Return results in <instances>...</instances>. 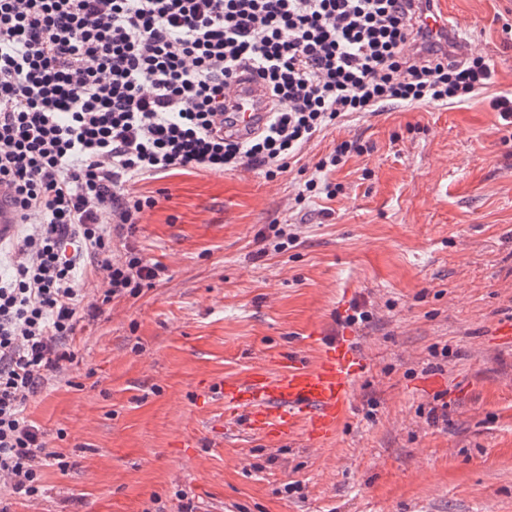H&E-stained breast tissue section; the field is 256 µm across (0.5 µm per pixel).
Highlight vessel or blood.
Returning <instances> with one entry per match:
<instances>
[{"mask_svg":"<svg viewBox=\"0 0 512 512\" xmlns=\"http://www.w3.org/2000/svg\"><path fill=\"white\" fill-rule=\"evenodd\" d=\"M230 102L233 116L227 128L235 136L246 138L263 126L267 108L260 78H240ZM18 222L10 190L2 184L0 242L15 234ZM363 365L357 349L333 337L322 339L313 362L293 349L278 353L245 376L219 385L224 426L245 430L274 445L299 438L311 446L325 445L350 410L353 386Z\"/></svg>","mask_w":512,"mask_h":512,"instance_id":"b4317fda","label":"vessel or blood"}]
</instances>
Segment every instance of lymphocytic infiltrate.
<instances>
[{
	"label": "lymphocytic infiltrate",
	"instance_id": "f902f5d3",
	"mask_svg": "<svg viewBox=\"0 0 512 512\" xmlns=\"http://www.w3.org/2000/svg\"><path fill=\"white\" fill-rule=\"evenodd\" d=\"M432 0H0V184L26 226L0 279V486L42 494L46 434L27 403L75 355L77 325L137 297L163 267L134 245L112 260L157 200L141 180L193 168L276 177L343 117L444 106L493 82L488 57L431 40ZM258 71L269 117L224 132L236 79ZM345 140L304 182L334 198ZM89 261L92 289L78 275Z\"/></svg>",
	"mask_w": 512,
	"mask_h": 512
}]
</instances>
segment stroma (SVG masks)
<instances>
[{"label":"stroma","mask_w":512,"mask_h":512,"mask_svg":"<svg viewBox=\"0 0 512 512\" xmlns=\"http://www.w3.org/2000/svg\"><path fill=\"white\" fill-rule=\"evenodd\" d=\"M493 84L464 104H415L325 130L298 167L140 181L157 197L132 244L165 268L69 341L76 358L26 408L69 463L13 512H512V0H448ZM334 199L298 200L344 140ZM297 238L257 257L259 232ZM367 321L351 325L354 309ZM348 339L366 359L322 447L220 429L205 393L283 347ZM440 377L444 389L419 383Z\"/></svg>","instance_id":"obj_1"}]
</instances>
